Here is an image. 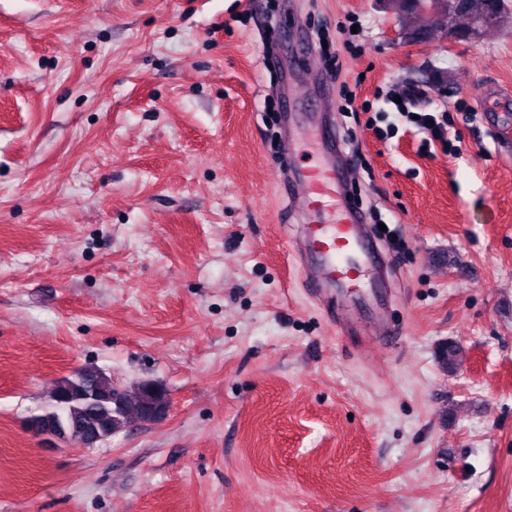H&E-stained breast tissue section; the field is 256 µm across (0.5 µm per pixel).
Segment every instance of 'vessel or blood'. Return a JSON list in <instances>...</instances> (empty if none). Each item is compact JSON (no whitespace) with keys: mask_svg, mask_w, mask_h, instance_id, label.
Returning a JSON list of instances; mask_svg holds the SVG:
<instances>
[{"mask_svg":"<svg viewBox=\"0 0 512 512\" xmlns=\"http://www.w3.org/2000/svg\"><path fill=\"white\" fill-rule=\"evenodd\" d=\"M283 167L289 172L285 191L307 218L298 253L312 296L325 299L362 286L379 261L349 199L351 167L340 158L335 142L325 145L320 164L298 165L289 152Z\"/></svg>","mask_w":512,"mask_h":512,"instance_id":"vessel-or-blood-1","label":"vessel or blood"}]
</instances>
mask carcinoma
Instances as JSON below:
<instances>
[{"instance_id":"1","label":"carcinoma","mask_w":512,"mask_h":512,"mask_svg":"<svg viewBox=\"0 0 512 512\" xmlns=\"http://www.w3.org/2000/svg\"><path fill=\"white\" fill-rule=\"evenodd\" d=\"M428 8L404 4L400 16L405 37L430 39L435 33V15L447 11V0H427ZM143 382L130 392L116 387L97 369H77L52 390L43 412L31 417V428L56 427L64 438L83 443L91 435L110 438L125 425L145 422L153 407L163 403L162 394L152 393Z\"/></svg>"}]
</instances>
